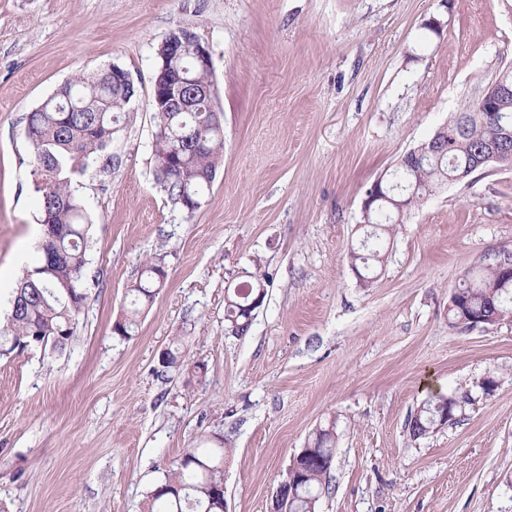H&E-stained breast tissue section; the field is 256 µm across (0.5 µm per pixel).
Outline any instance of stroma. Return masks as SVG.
Masks as SVG:
<instances>
[{"instance_id":"stroma-1","label":"stroma","mask_w":512,"mask_h":512,"mask_svg":"<svg viewBox=\"0 0 512 512\" xmlns=\"http://www.w3.org/2000/svg\"><path fill=\"white\" fill-rule=\"evenodd\" d=\"M178 27L211 52L224 121V161L192 213L152 161L156 50ZM112 64L139 92L108 170L77 182L78 328L64 350L0 356V512H145L185 449L221 444L228 512H270L324 426L336 444L318 512H512V317L448 322L463 273L512 249V167L411 208L370 283L349 258L371 185L512 67V0H0V320L39 246L25 117ZM158 254L163 287L115 336L131 275ZM254 274L266 297L238 337L224 300ZM176 348L188 367L163 370ZM437 392L472 401L411 439Z\"/></svg>"}]
</instances>
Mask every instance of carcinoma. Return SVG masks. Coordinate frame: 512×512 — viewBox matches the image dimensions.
Instances as JSON below:
<instances>
[{"label":"carcinoma","mask_w":512,"mask_h":512,"mask_svg":"<svg viewBox=\"0 0 512 512\" xmlns=\"http://www.w3.org/2000/svg\"><path fill=\"white\" fill-rule=\"evenodd\" d=\"M158 64L154 80L167 87L172 71L193 86L210 83L211 74L193 64L183 40L156 51ZM136 86L112 82V67L91 75H78L62 84L40 106L26 116L22 136L35 165L41 224L44 228L32 266L23 270L11 291L10 310L0 324V356L39 342L54 350H64L74 336L79 317L88 298L83 271L86 265L88 224L76 190V177L87 174L112 143L120 128L126 107L136 97ZM153 166L157 183L169 198L184 205L185 198L198 210L221 165L224 153L223 120L210 111L201 98L185 111L167 103L155 113ZM460 125V117L448 126ZM462 126V125H460ZM498 125L476 114L457 131L451 144L443 143L434 154L401 166L391 174L387 199L379 202L367 218L372 238L393 232L403 223L393 201H407L408 207L424 203L433 192L453 181L473 161L487 142L498 136ZM385 255L375 250L368 254L353 250V266L366 271L383 263ZM163 258L142 264L137 276L126 287L130 305L113 333L132 336L142 311L149 306L163 280L156 272ZM502 275L496 261L482 263L477 271L464 274L457 291L471 311L512 314V288L501 287ZM252 290L244 295L227 293L224 321L231 332L243 336L251 324L243 319L244 307L259 292L264 281L253 276ZM448 408V396L438 393L427 398L408 421L410 437L422 438L438 426V418ZM335 437L329 429H318L312 438L311 455L322 461L334 457ZM229 449L188 448L164 477L147 493V512H224V457ZM307 473L296 486L288 503L289 512H317L325 491L329 468L306 466Z\"/></svg>","instance_id":"1"}]
</instances>
